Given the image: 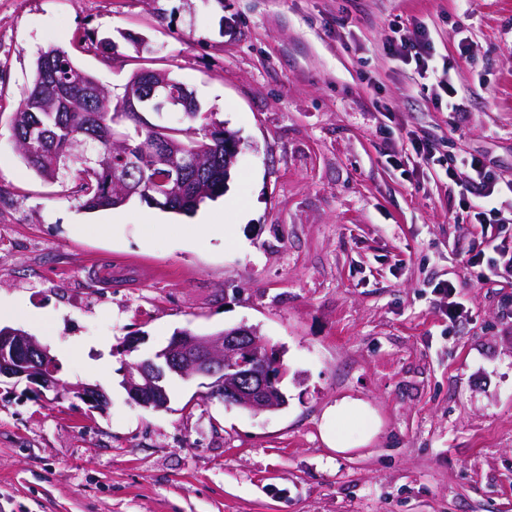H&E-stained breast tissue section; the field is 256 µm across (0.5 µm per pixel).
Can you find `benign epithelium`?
Instances as JSON below:
<instances>
[{
	"label": "benign epithelium",
	"instance_id": "benign-epithelium-1",
	"mask_svg": "<svg viewBox=\"0 0 512 512\" xmlns=\"http://www.w3.org/2000/svg\"><path fill=\"white\" fill-rule=\"evenodd\" d=\"M153 166L166 172L161 184L181 182L178 148L166 145L153 153ZM55 360L47 348L25 332L0 328V379L27 383L36 393L52 391L103 410L109 404L98 385H67L57 378ZM286 374L276 351L268 347L255 328L246 325L211 334L184 330L171 337L154 355L125 367L123 386L135 404L163 410L168 406V381L213 378L212 394L225 404L252 412L274 411L286 405L279 384Z\"/></svg>",
	"mask_w": 512,
	"mask_h": 512
}]
</instances>
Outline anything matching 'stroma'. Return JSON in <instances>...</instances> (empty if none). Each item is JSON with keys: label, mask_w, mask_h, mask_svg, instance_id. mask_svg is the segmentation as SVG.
<instances>
[{"label": "stroma", "mask_w": 512, "mask_h": 512, "mask_svg": "<svg viewBox=\"0 0 512 512\" xmlns=\"http://www.w3.org/2000/svg\"><path fill=\"white\" fill-rule=\"evenodd\" d=\"M418 22L455 109L388 51ZM51 47L116 96L142 69L193 90L244 145L224 195L88 211L27 168L10 118ZM412 134L512 180V0H0V310L110 398L0 381V512H512V277L467 270L481 227ZM240 324L287 407L178 377L167 410L129 401L124 364ZM343 402L360 413L328 420Z\"/></svg>", "instance_id": "1"}]
</instances>
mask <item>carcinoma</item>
I'll use <instances>...</instances> for the list:
<instances>
[{"label": "carcinoma", "instance_id": "carcinoma-1", "mask_svg": "<svg viewBox=\"0 0 512 512\" xmlns=\"http://www.w3.org/2000/svg\"><path fill=\"white\" fill-rule=\"evenodd\" d=\"M130 88L153 94L155 101L181 92L182 83L171 73L141 70L128 81ZM44 100L47 109L25 111L29 99ZM193 121L202 122L204 136L186 139L179 129L150 125L141 113L127 112L123 98L113 99L98 79L80 68L65 50L51 48L36 59L33 79L11 118L13 137L23 161L40 177L73 184L74 193L87 210L122 205L121 190L112 173L123 178L124 186L139 188L134 196L145 200L141 191L155 184L159 171L152 166L153 151L161 144L184 146L187 172L178 191L155 194L158 208L190 216L205 200L224 193L226 147L237 144L236 136L217 127L212 115L197 106H180ZM107 153L111 158L104 170L88 161L85 149Z\"/></svg>", "mask_w": 512, "mask_h": 512}]
</instances>
